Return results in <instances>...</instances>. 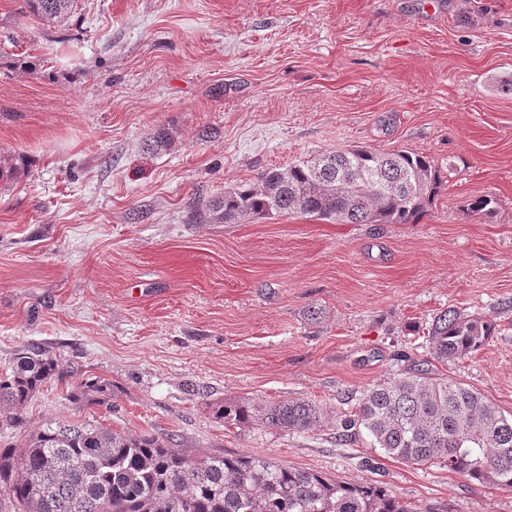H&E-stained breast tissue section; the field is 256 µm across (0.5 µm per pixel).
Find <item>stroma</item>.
Here are the masks:
<instances>
[{
	"label": "stroma",
	"mask_w": 512,
	"mask_h": 512,
	"mask_svg": "<svg viewBox=\"0 0 512 512\" xmlns=\"http://www.w3.org/2000/svg\"><path fill=\"white\" fill-rule=\"evenodd\" d=\"M512 0H79L48 30L0 0V373L59 362L23 412L174 436L382 485L417 512H512V488L413 466L336 425L457 309L498 334L440 373L512 413ZM169 143L154 147L158 131ZM353 145L434 161L415 224L303 214L188 223L190 207ZM489 196L492 217L466 211ZM112 384L103 404L71 383ZM303 399L305 432L228 426L224 399ZM111 383L101 379H87L71 385L70 400L75 404L100 403L111 394Z\"/></svg>",
	"instance_id": "obj_1"
}]
</instances>
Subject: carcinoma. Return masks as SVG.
<instances>
[{
    "mask_svg": "<svg viewBox=\"0 0 512 512\" xmlns=\"http://www.w3.org/2000/svg\"><path fill=\"white\" fill-rule=\"evenodd\" d=\"M75 2L26 0V7L56 28L68 22ZM441 185L439 168L423 155L359 147L271 168L259 185L229 188L193 209L189 221L228 224L246 215L301 213L339 224H415ZM494 204L478 198L468 211L488 217ZM495 334L478 317L440 312L427 331L429 357L408 360L364 390L341 419L339 436L364 430L397 460L439 463L469 481L512 488V416L433 369L435 361L469 356ZM58 374L48 351L19 349L10 371L0 373V409H8L3 422L23 429L27 403ZM110 394V382L83 379L71 385L70 400L92 404ZM215 415L228 426L258 420L275 431L304 432L320 423L323 410L302 399H229ZM0 492L13 512H412L382 486L350 485L260 457L190 456L172 436L133 435L86 419H49L20 446L0 442Z\"/></svg>",
    "mask_w": 512,
    "mask_h": 512,
    "instance_id": "obj_1",
    "label": "carcinoma"
}]
</instances>
